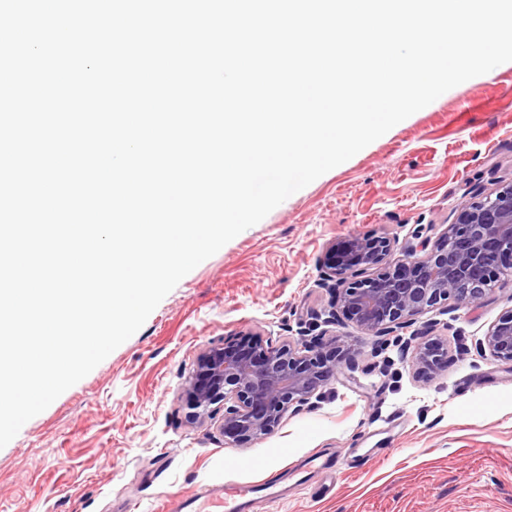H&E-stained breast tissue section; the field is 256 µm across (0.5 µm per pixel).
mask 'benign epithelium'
Here are the masks:
<instances>
[{"mask_svg": "<svg viewBox=\"0 0 512 512\" xmlns=\"http://www.w3.org/2000/svg\"><path fill=\"white\" fill-rule=\"evenodd\" d=\"M407 258L387 261L384 236L352 235L332 243L321 268L329 309L316 321L352 324L371 336H397L453 299L476 305L503 277H512V181L477 192L456 221L436 236L416 235ZM327 331L309 343L273 344L244 333L202 350L183 382L181 407L191 424L220 420L224 443L238 447L274 433L288 412L311 403L343 360ZM483 350L512 363V309L490 325ZM447 353L438 339L420 341L412 355L428 377Z\"/></svg>", "mask_w": 512, "mask_h": 512, "instance_id": "1", "label": "benign epithelium"}]
</instances>
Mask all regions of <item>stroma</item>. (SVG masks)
Returning <instances> with one entry per match:
<instances>
[{
  "mask_svg": "<svg viewBox=\"0 0 512 512\" xmlns=\"http://www.w3.org/2000/svg\"><path fill=\"white\" fill-rule=\"evenodd\" d=\"M512 180V62L471 78L328 171L188 273L144 325L0 449V512H164L209 485L280 474L252 512H512V364L481 352L512 309L504 279L414 328L443 340L416 374L406 336L333 328L351 363L272 435L239 448L189 424L181 387L199 352L241 331L308 333L331 296L327 248L442 232L473 190Z\"/></svg>",
  "mask_w": 512,
  "mask_h": 512,
  "instance_id": "stroma-1",
  "label": "stroma"
}]
</instances>
